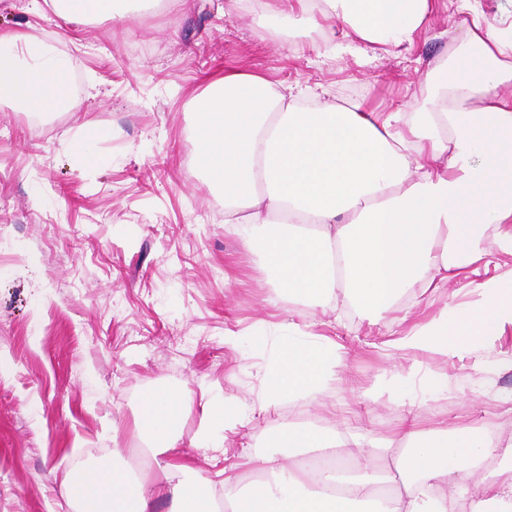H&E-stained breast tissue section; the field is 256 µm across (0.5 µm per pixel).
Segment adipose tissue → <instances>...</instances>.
I'll use <instances>...</instances> for the list:
<instances>
[{"mask_svg":"<svg viewBox=\"0 0 512 512\" xmlns=\"http://www.w3.org/2000/svg\"><path fill=\"white\" fill-rule=\"evenodd\" d=\"M458 46L429 64L408 110L378 111L363 101L306 106L313 90L276 89L263 75L225 73L196 99L195 157L224 192V223L260 261L279 292L319 305L337 300L373 313L416 283L437 292L495 253L512 254V12L490 22L480 0H455ZM126 0H43L63 20L124 16ZM439 0H252L250 8L300 37L319 33L317 49L368 60L411 50L429 34ZM65 57L32 55L0 69V94L25 111L49 114L66 102ZM496 226L492 240L483 232ZM471 300H448L432 318L396 328V348L439 355L485 349L512 326V273L470 285ZM335 343L313 333L277 351L256 400L317 399L341 363ZM183 416L178 394H145L138 426L146 451L176 447ZM275 448L324 453L336 437L320 427H284ZM400 481L379 500L376 470L312 478L253 456L264 481L222 495L171 463L160 479L123 465L87 466L71 476L67 497L80 512H512V438L495 442L462 427L425 434L404 426L381 446ZM500 467L476 476L477 465ZM342 492H333V485Z\"/></svg>","mask_w":512,"mask_h":512,"instance_id":"1","label":"adipose tissue"}]
</instances>
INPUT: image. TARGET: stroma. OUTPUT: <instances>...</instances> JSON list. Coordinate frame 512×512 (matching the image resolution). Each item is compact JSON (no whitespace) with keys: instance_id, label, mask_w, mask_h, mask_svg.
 I'll list each match as a JSON object with an SVG mask.
<instances>
[{"instance_id":"1","label":"stroma","mask_w":512,"mask_h":512,"mask_svg":"<svg viewBox=\"0 0 512 512\" xmlns=\"http://www.w3.org/2000/svg\"><path fill=\"white\" fill-rule=\"evenodd\" d=\"M458 20L439 10L413 51L368 62L320 56L229 0L92 22L0 0L1 30H23L67 59L70 101L36 115L0 99V512H74L64 482L111 463L113 449L143 447L139 401L158 388L179 391L186 415L177 448L143 473L187 461L217 492L228 471L251 484L247 456L266 451L298 408L340 438L381 441L407 416L426 432L512 437L503 414L512 405V326L478 356L414 354L389 344L405 301L427 318L447 293L414 287L372 314L288 300L225 231L224 193L194 160L193 98L211 77L255 70L382 109L402 102L405 85L420 86L427 63L447 58ZM83 130L96 132L107 166L87 167L74 152ZM297 326L333 339L342 365L318 401L285 400L239 419L277 340ZM206 397L228 410L219 448L202 445Z\"/></svg>"}]
</instances>
